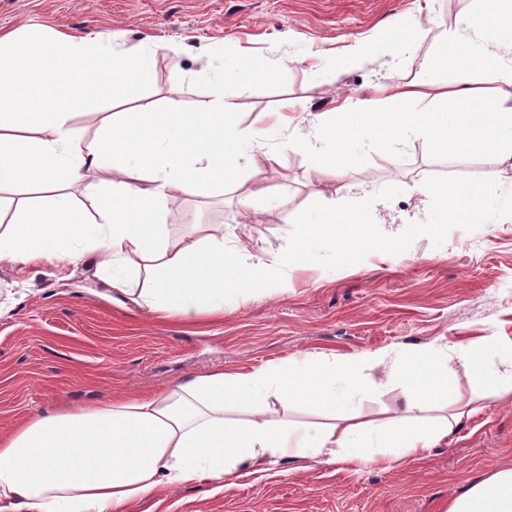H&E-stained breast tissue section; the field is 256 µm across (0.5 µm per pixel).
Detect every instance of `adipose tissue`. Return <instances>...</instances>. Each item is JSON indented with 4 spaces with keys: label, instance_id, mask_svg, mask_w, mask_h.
<instances>
[{
    "label": "adipose tissue",
    "instance_id": "obj_1",
    "mask_svg": "<svg viewBox=\"0 0 512 512\" xmlns=\"http://www.w3.org/2000/svg\"><path fill=\"white\" fill-rule=\"evenodd\" d=\"M451 52L430 60L443 69L452 92L427 82L395 83L377 99L347 100L321 119L331 153H317L307 172L310 204L298 208L293 250L278 260L304 261L315 246L357 258L365 251L397 254L398 245L373 239L374 211L353 203L341 183L357 151L387 152L411 136H425L438 154H478L512 161V0H479ZM157 52L115 55L91 37L57 39L28 30L0 35V188L22 186L30 197L0 198V264L39 260L78 266L97 261L105 283L162 318L223 314L227 298L263 294L271 268L241 258L229 227L192 225L170 238L159 217L170 185L190 195L231 187L240 205L279 202L271 186L240 175L244 155L265 150L264 130L245 126L215 80L210 101L188 111L175 100L163 109L142 105L103 118L93 146L79 151L67 121L97 97L129 98L153 70ZM476 68L498 71L494 93L460 87ZM86 182L98 215L79 208L68 188ZM441 224L481 223L497 212L512 221V190L454 181H420ZM388 353L361 357L291 358L251 372L217 369L140 396H117L77 411L43 410L0 435V500L26 512H128L161 490L189 482L221 483L294 459H327L358 472L420 460L445 441L474 409L421 419L419 411L451 398L464 369L482 391L512 398V349L501 351L507 372L492 363L483 343L458 345L455 358L430 344L404 352L390 375L403 386L399 417L385 422L290 423L267 418L270 402L301 401L336 409L375 391L365 365ZM252 412L249 420L227 417ZM447 512H512V469L492 471L448 502Z\"/></svg>",
    "mask_w": 512,
    "mask_h": 512
}]
</instances>
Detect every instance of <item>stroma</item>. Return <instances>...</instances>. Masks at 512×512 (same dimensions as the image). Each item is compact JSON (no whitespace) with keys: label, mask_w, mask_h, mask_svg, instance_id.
I'll list each match as a JSON object with an SVG mask.
<instances>
[{"label":"stroma","mask_w":512,"mask_h":512,"mask_svg":"<svg viewBox=\"0 0 512 512\" xmlns=\"http://www.w3.org/2000/svg\"><path fill=\"white\" fill-rule=\"evenodd\" d=\"M477 6L478 0H0V31L35 26L92 33L116 53L156 49L157 64L137 97L173 98L190 110L209 98L210 78L221 74L243 124L265 129L272 157L257 168L242 166L243 176L277 187L295 207L307 199L304 175L313 157L283 152L288 136L320 145V117L349 98L382 97L388 76L444 82V73L425 62L440 50L438 36L461 29ZM398 24H419L430 34L399 52L349 63L357 42L384 38ZM241 57L261 62L273 79L242 80L235 65ZM286 100L298 104L291 126L271 127L270 112ZM113 110L110 99L100 98L70 117L79 149L92 146ZM445 179L506 191L512 165L439 156L421 136L390 153L359 151L343 180L369 185L372 233L396 241L402 257L370 252L350 262L318 250L278 268L273 295L237 296L220 317L150 316L109 296L91 260L73 272L45 261L0 266V431L38 410L149 394L219 367L252 370L307 354L358 357L424 343L448 354L487 336L512 346V222L490 215L481 224L443 225L437 236L421 231L433 207L410 189ZM289 207L273 203L244 213L228 191L202 197L171 187L161 220L173 238L192 224L232 225L242 254L258 252L272 262L292 243ZM390 368L365 367L382 387L356 398L349 414L380 422L397 416L402 388L387 381ZM457 383L462 400H476L479 412L423 459L358 474L333 462L287 459L221 486L165 489L132 512H446L467 483L512 469V401L475 398L462 372Z\"/></svg>","instance_id":"35a3bbf8"}]
</instances>
